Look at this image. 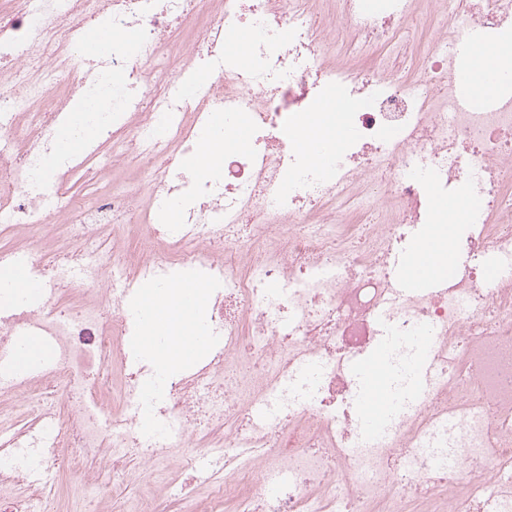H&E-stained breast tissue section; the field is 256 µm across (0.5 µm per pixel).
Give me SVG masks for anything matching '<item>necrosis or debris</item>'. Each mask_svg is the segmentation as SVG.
Returning a JSON list of instances; mask_svg holds the SVG:
<instances>
[{
	"label": "necrosis or debris",
	"mask_w": 512,
	"mask_h": 512,
	"mask_svg": "<svg viewBox=\"0 0 512 512\" xmlns=\"http://www.w3.org/2000/svg\"><path fill=\"white\" fill-rule=\"evenodd\" d=\"M418 3L0 0V262L26 246L50 285L0 320V361L17 322L48 343L45 372L0 376V512H59L44 470L81 474L105 512L175 462L181 512H512V96L465 107L452 79L463 39L512 28V0ZM101 21L117 40L90 61ZM77 94L98 101L99 139L72 154L58 132ZM332 102L325 171L296 122ZM218 137L220 172L186 180L184 156ZM86 174L101 193L80 206ZM459 189L480 206L453 274L407 291L401 254ZM182 272L212 291L218 347L163 371L127 346L129 300ZM421 335V394L364 440L351 362L388 346L405 384ZM147 381L163 400L142 402ZM207 447L220 475L200 482Z\"/></svg>",
	"instance_id": "1"
}]
</instances>
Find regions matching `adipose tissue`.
Instances as JSON below:
<instances>
[{
	"mask_svg": "<svg viewBox=\"0 0 512 512\" xmlns=\"http://www.w3.org/2000/svg\"><path fill=\"white\" fill-rule=\"evenodd\" d=\"M472 80L470 95L479 101L495 97L505 91L502 74H512V37L508 36L493 44L475 42L469 48L466 60ZM475 209V202L466 194H458L440 207L438 225L420 241L417 251L426 255L436 272L448 269V258L455 253L454 232L469 223ZM196 321L195 309L182 305L179 294H169L161 315L160 326H149V335L165 333L169 342L154 346L155 356L164 368L178 367L181 349L188 343Z\"/></svg>",
	"mask_w": 512,
	"mask_h": 512,
	"instance_id": "ef3b65f1",
	"label": "adipose tissue"
}]
</instances>
